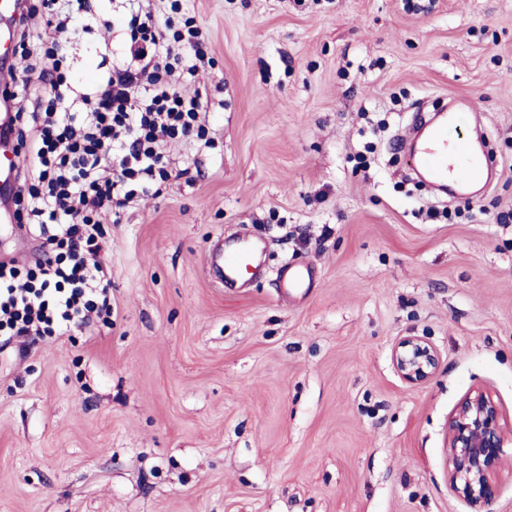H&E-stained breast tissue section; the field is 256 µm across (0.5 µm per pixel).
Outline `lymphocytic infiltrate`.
<instances>
[{"instance_id": "f902f5d3", "label": "lymphocytic infiltrate", "mask_w": 512, "mask_h": 512, "mask_svg": "<svg viewBox=\"0 0 512 512\" xmlns=\"http://www.w3.org/2000/svg\"><path fill=\"white\" fill-rule=\"evenodd\" d=\"M119 59L73 94L63 69L69 31L91 16V0H38L43 37L20 28L28 64L11 93L16 137L31 157L18 194L19 218L40 236L32 267L0 260V335L63 337L112 313V282L100 255L103 215L159 192L170 173L169 142L204 141L198 94L189 90L205 53L193 20L176 25L179 0L155 20L126 0Z\"/></svg>"}]
</instances>
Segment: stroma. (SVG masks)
Listing matches in <instances>:
<instances>
[{
    "label": "stroma",
    "mask_w": 512,
    "mask_h": 512,
    "mask_svg": "<svg viewBox=\"0 0 512 512\" xmlns=\"http://www.w3.org/2000/svg\"><path fill=\"white\" fill-rule=\"evenodd\" d=\"M189 7L215 146H173L161 193L106 222L111 323L0 341V512H471L450 415L481 390L512 428V0ZM105 52L73 39L71 78ZM451 99L498 175L442 202L393 140ZM240 237L263 272L236 288L213 258ZM287 265L311 280L285 296ZM407 335L440 356L420 385ZM392 362L400 376L420 384L432 377L440 357L435 347L421 336H403L392 349Z\"/></svg>",
    "instance_id": "35a3bbf8"
}]
</instances>
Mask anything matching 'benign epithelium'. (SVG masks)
Returning <instances> with one entry per match:
<instances>
[{
	"instance_id": "benign-epithelium-1",
	"label": "benign epithelium",
	"mask_w": 512,
	"mask_h": 512,
	"mask_svg": "<svg viewBox=\"0 0 512 512\" xmlns=\"http://www.w3.org/2000/svg\"><path fill=\"white\" fill-rule=\"evenodd\" d=\"M392 362L400 376L420 384L432 377L440 357L421 336H404L392 349ZM512 443L506 433L497 403L486 393L475 391L455 407L448 422L446 453L450 459L448 486L463 497L473 512L494 502L500 493L494 480L503 448Z\"/></svg>"
}]
</instances>
